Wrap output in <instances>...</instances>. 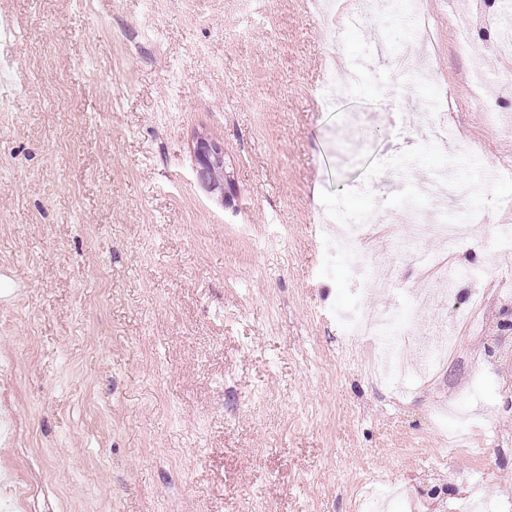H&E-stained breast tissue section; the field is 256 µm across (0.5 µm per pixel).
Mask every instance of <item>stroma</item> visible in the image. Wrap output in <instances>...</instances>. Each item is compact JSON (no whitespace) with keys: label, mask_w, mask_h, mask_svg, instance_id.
Masks as SVG:
<instances>
[{"label":"stroma","mask_w":512,"mask_h":512,"mask_svg":"<svg viewBox=\"0 0 512 512\" xmlns=\"http://www.w3.org/2000/svg\"><path fill=\"white\" fill-rule=\"evenodd\" d=\"M421 0L430 79L400 90L406 10L340 0H0V500L22 512H433L492 467L512 494V391L490 378L485 330L512 344V56L506 0ZM359 13L360 28L343 14ZM332 68L352 96L324 107ZM447 101L455 145L425 108ZM224 149L232 193L210 192L194 146ZM479 148L478 162L466 158ZM484 182L486 304L446 374L401 404L364 370L337 313L358 285L329 267L319 207L424 210L439 168ZM457 404L436 425L431 404ZM478 421L469 429L470 421ZM486 451L442 459L446 432Z\"/></svg>","instance_id":"35a3bbf8"}]
</instances>
